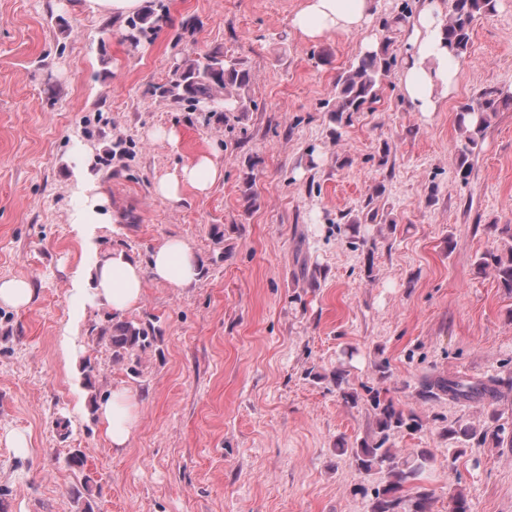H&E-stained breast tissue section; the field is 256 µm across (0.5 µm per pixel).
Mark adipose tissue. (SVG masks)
I'll return each mask as SVG.
<instances>
[{"instance_id": "ef3b65f1", "label": "adipose tissue", "mask_w": 512, "mask_h": 512, "mask_svg": "<svg viewBox=\"0 0 512 512\" xmlns=\"http://www.w3.org/2000/svg\"><path fill=\"white\" fill-rule=\"evenodd\" d=\"M372 7L373 0H303L292 26L310 42L348 35L363 31ZM443 24L440 0H425L414 17L399 76L402 96L425 115L438 111L458 86L459 64L444 43ZM223 176L222 168L210 155L200 154L159 179L155 191L178 203L185 189L206 194ZM199 268L198 258L188 244L171 237L153 250L145 264L124 251H112L87 270L85 279L98 303L111 309L113 319L119 320L140 307L145 278L187 287L197 281ZM96 414L112 448H127L139 419L135 392L124 386L113 387L111 398L100 400Z\"/></svg>"}]
</instances>
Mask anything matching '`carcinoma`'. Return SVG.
<instances>
[{
	"mask_svg": "<svg viewBox=\"0 0 512 512\" xmlns=\"http://www.w3.org/2000/svg\"><path fill=\"white\" fill-rule=\"evenodd\" d=\"M499 0H450L444 24V39L453 57L461 61L465 57L474 23L483 17L497 13ZM153 11L147 8L142 14L128 21L124 40L138 44L154 29ZM389 45L360 57L336 82V90L330 111L336 114L340 124L344 116L359 112L364 105L377 97L381 78L390 70ZM250 72L239 60L224 55L221 48H214L196 58H187L176 64L166 82L156 88L160 96L176 103L196 107L201 103L212 107L214 112H245L247 102L241 96L250 83ZM512 106V95L498 89H487L466 104L456 114V123L462 136L460 168L468 176L472 168L470 158L481 147L485 131L496 112ZM377 212L367 211L364 219L347 221L349 244L352 248H373L375 242L361 234L362 221H374ZM487 230L503 240L502 251H487L476 260L478 273L492 276L498 285L512 292V224H489ZM96 339L106 342L117 360L130 359L145 351L152 344L147 327L122 321L101 329ZM317 380L327 379L336 396L350 407L364 399L371 402L375 411L374 426L361 440L352 444L341 440L337 452L349 456L352 465L362 474L379 472L385 475L382 486L373 491L371 512H432L434 490L425 483V475L434 461L428 448H414L401 455L391 439L398 433L416 432L423 427L419 416L404 412L391 402L381 401V392L366 388L361 395L350 383L344 366L336 367L331 376L314 374ZM501 380L468 381L445 376H426L419 384L418 395L425 400H436L444 396L454 402H469L479 399L493 406L500 395ZM442 437L448 439V464L452 465L463 448L472 442L492 440L497 445L512 443V436L505 437L501 429L490 430L477 427L472 422L459 418L442 428Z\"/></svg>",
	"mask_w": 512,
	"mask_h": 512,
	"instance_id": "1",
	"label": "carcinoma"
}]
</instances>
